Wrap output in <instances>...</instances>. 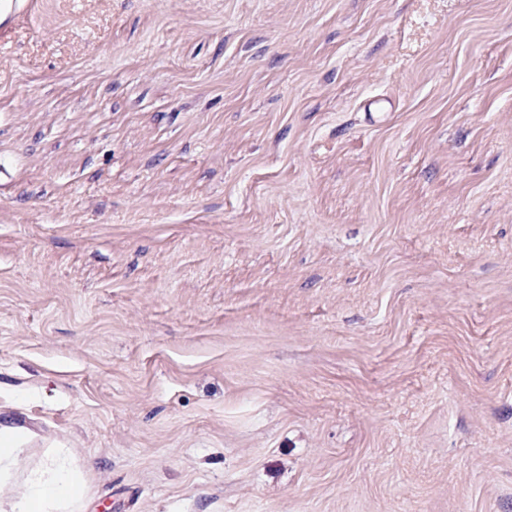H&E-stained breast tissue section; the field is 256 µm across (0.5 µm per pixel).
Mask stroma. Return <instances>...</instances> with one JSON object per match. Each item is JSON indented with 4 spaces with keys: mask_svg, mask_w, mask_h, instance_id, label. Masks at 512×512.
<instances>
[{
    "mask_svg": "<svg viewBox=\"0 0 512 512\" xmlns=\"http://www.w3.org/2000/svg\"><path fill=\"white\" fill-rule=\"evenodd\" d=\"M28 3L22 464L81 512H512V0Z\"/></svg>",
    "mask_w": 512,
    "mask_h": 512,
    "instance_id": "1",
    "label": "stroma"
}]
</instances>
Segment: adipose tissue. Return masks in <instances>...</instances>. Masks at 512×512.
<instances>
[{
  "label": "adipose tissue",
  "mask_w": 512,
  "mask_h": 512,
  "mask_svg": "<svg viewBox=\"0 0 512 512\" xmlns=\"http://www.w3.org/2000/svg\"><path fill=\"white\" fill-rule=\"evenodd\" d=\"M79 490L67 458L51 455L28 472L23 494L9 502L7 512H62L78 503Z\"/></svg>",
  "instance_id": "adipose-tissue-1"
}]
</instances>
